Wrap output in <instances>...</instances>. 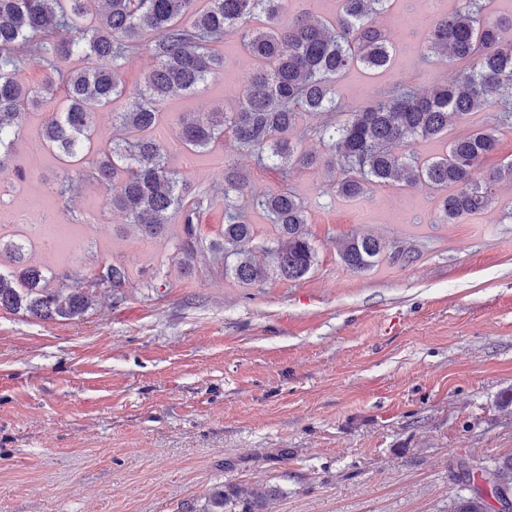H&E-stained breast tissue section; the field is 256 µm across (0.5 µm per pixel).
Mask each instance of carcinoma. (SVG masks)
<instances>
[{
    "label": "carcinoma",
    "mask_w": 512,
    "mask_h": 512,
    "mask_svg": "<svg viewBox=\"0 0 512 512\" xmlns=\"http://www.w3.org/2000/svg\"><path fill=\"white\" fill-rule=\"evenodd\" d=\"M392 0H338L336 14L323 19L305 10L288 25L280 15L288 0H0V170L14 153L20 120L26 111L51 103L56 84L67 89V104L51 110L42 140L67 165L51 192L71 210L74 181L113 189L112 209L124 214L142 236L162 239L170 213H183L177 247L183 262L207 264L224 256V277L243 288L269 277L299 280L310 272L316 252L307 233V206L290 189L255 194L247 173L224 166V227L218 239L204 243L201 216L215 196L198 190L187 199L178 173L169 163L168 144L154 135L162 104L178 92H191L222 65L214 46L234 32L255 68L238 94L232 112L187 113L176 138L184 151L210 150L224 135L238 149L278 169L283 182L296 168L325 167L336 196L358 200L375 186L427 184L440 192L438 211L445 224L485 213L499 185L512 182V160L486 172L480 162L497 151L499 130L512 124V43L500 41L504 22L490 18L486 0H458L452 11L434 17L427 49L463 64L454 78L425 93L398 83L391 91L357 106L336 95L349 68L385 70L394 45L375 18ZM147 53L157 62L143 85L132 92L128 109L115 103L126 96L123 66ZM72 57L79 70L61 67ZM27 66L46 70L36 88L16 74ZM108 112L112 137L96 157L81 156L94 135L98 112ZM305 112L322 117L311 133L329 143L323 159L292 138ZM479 112L496 113V124L473 122L461 135L448 133ZM446 139L445 150L426 160L413 151L419 140ZM265 212L271 224L265 236L250 223L244 202ZM263 252L256 260L254 249ZM342 264L366 272L382 259L373 236L351 237L337 247ZM66 272L44 274L27 263L25 245L0 233V309L42 320L73 319L91 307V294L69 289ZM129 276L125 266L104 259L90 287L121 297ZM492 476L494 498L512 499V456L485 472ZM273 489L244 484L233 491L245 512H261ZM228 498L213 489L188 512H224ZM483 493L463 500L459 512H487Z\"/></svg>",
    "instance_id": "1"
}]
</instances>
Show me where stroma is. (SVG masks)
Instances as JSON below:
<instances>
[{
	"mask_svg": "<svg viewBox=\"0 0 512 512\" xmlns=\"http://www.w3.org/2000/svg\"><path fill=\"white\" fill-rule=\"evenodd\" d=\"M454 5L394 0L380 19L390 66L350 69L340 97L355 106L397 82L448 80L457 68L428 54L426 22ZM219 51L221 73L165 101L161 139L183 113L232 109L250 63L237 34ZM46 117L23 120L24 176L0 172V188L24 190L0 224L13 239L32 224L77 229L64 252L41 237L43 267L84 288L109 256L129 286L74 319L0 310V512H186L245 483L276 489L264 512H457L512 455V183L484 214L443 224L427 186L347 202L325 170H294L286 182L307 206L316 264L243 288L220 261L176 258L179 214L166 238L142 239L91 182L62 212ZM169 162L190 195L221 188L228 164L258 192L284 182L228 138L198 155L172 147ZM354 235L418 257L352 272L336 244Z\"/></svg>",
	"mask_w": 512,
	"mask_h": 512,
	"instance_id": "35a3bbf8",
	"label": "stroma"
}]
</instances>
